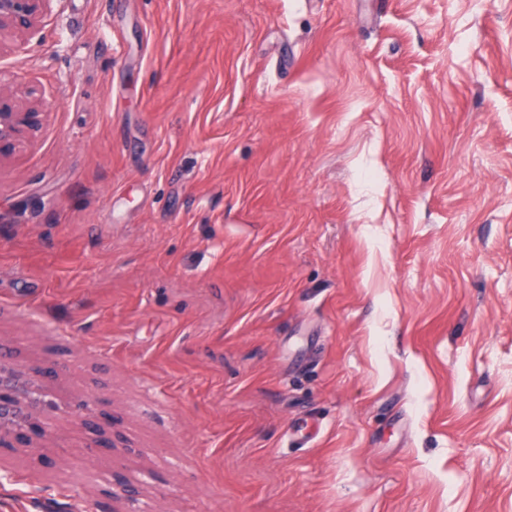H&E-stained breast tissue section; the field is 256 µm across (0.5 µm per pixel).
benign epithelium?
I'll return each mask as SVG.
<instances>
[{
  "label": "benign epithelium",
  "mask_w": 512,
  "mask_h": 512,
  "mask_svg": "<svg viewBox=\"0 0 512 512\" xmlns=\"http://www.w3.org/2000/svg\"><path fill=\"white\" fill-rule=\"evenodd\" d=\"M51 0H0V36L15 38L13 51L26 45L39 33V23ZM43 112L12 94L0 90V158L10 154L26 137L36 133ZM53 406L39 380L24 371L0 362V449L28 445L30 437L51 441L36 416Z\"/></svg>",
  "instance_id": "7a95c632"
}]
</instances>
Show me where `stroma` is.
I'll use <instances>...</instances> for the list:
<instances>
[{
  "label": "stroma",
  "instance_id": "stroma-1",
  "mask_svg": "<svg viewBox=\"0 0 512 512\" xmlns=\"http://www.w3.org/2000/svg\"><path fill=\"white\" fill-rule=\"evenodd\" d=\"M19 83L0 358L67 453L0 512H512V0H52Z\"/></svg>",
  "mask_w": 512,
  "mask_h": 512
}]
</instances>
